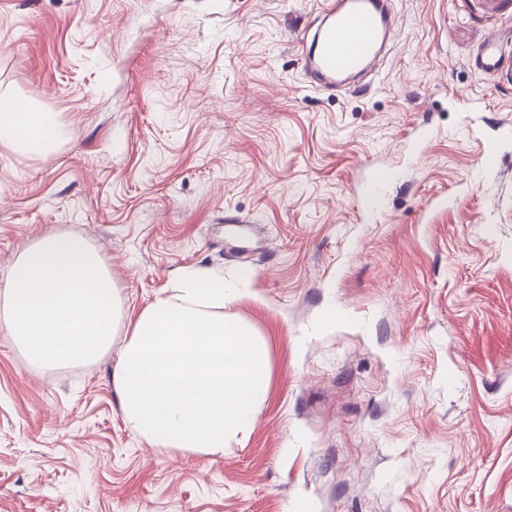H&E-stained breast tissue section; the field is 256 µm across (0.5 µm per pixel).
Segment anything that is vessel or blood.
Instances as JSON below:
<instances>
[{"mask_svg":"<svg viewBox=\"0 0 512 512\" xmlns=\"http://www.w3.org/2000/svg\"><path fill=\"white\" fill-rule=\"evenodd\" d=\"M396 25L393 0H324L318 25L302 43L306 78L324 90L349 89L368 72ZM473 65L490 76L512 71L499 32L489 34Z\"/></svg>","mask_w":512,"mask_h":512,"instance_id":"b4317fda","label":"vessel or blood"}]
</instances>
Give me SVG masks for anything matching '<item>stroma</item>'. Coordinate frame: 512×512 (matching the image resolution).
<instances>
[{
  "instance_id": "1",
  "label": "stroma",
  "mask_w": 512,
  "mask_h": 512,
  "mask_svg": "<svg viewBox=\"0 0 512 512\" xmlns=\"http://www.w3.org/2000/svg\"><path fill=\"white\" fill-rule=\"evenodd\" d=\"M322 0H0V98L54 113L0 155V281L81 234L125 319L202 271L270 390L219 456L155 448L104 357L0 328V512H512V78L472 59L512 0H398L359 86H309ZM335 306L334 320L324 318Z\"/></svg>"
}]
</instances>
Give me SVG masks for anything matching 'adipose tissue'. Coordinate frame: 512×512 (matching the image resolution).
Listing matches in <instances>:
<instances>
[{
  "mask_svg": "<svg viewBox=\"0 0 512 512\" xmlns=\"http://www.w3.org/2000/svg\"><path fill=\"white\" fill-rule=\"evenodd\" d=\"M58 140L51 113L0 100V149L40 157ZM241 294L224 278L199 273L130 321L112 386L125 423L150 445L214 455L253 427L270 366L261 339L222 314Z\"/></svg>",
  "mask_w": 512,
  "mask_h": 512,
  "instance_id": "1",
  "label": "adipose tissue"
}]
</instances>
